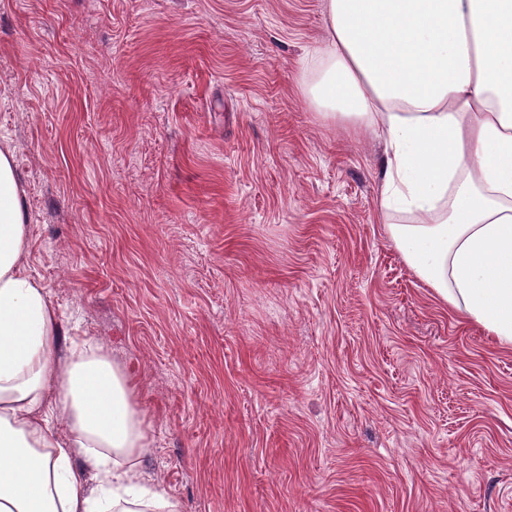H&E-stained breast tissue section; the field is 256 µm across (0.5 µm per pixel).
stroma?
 Instances as JSON below:
<instances>
[{"instance_id":"1","label":"stroma","mask_w":512,"mask_h":512,"mask_svg":"<svg viewBox=\"0 0 512 512\" xmlns=\"http://www.w3.org/2000/svg\"><path fill=\"white\" fill-rule=\"evenodd\" d=\"M322 0H0L27 267L131 378L181 512H512V348L388 239L304 102Z\"/></svg>"}]
</instances>
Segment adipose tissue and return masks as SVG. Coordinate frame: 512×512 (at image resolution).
<instances>
[{"label": "adipose tissue", "mask_w": 512, "mask_h": 512, "mask_svg": "<svg viewBox=\"0 0 512 512\" xmlns=\"http://www.w3.org/2000/svg\"><path fill=\"white\" fill-rule=\"evenodd\" d=\"M324 14L305 102L384 140L386 235L438 302L512 346V0H324ZM28 251L0 149V512H180L137 470L150 440L129 377L66 335Z\"/></svg>", "instance_id": "obj_1"}]
</instances>
